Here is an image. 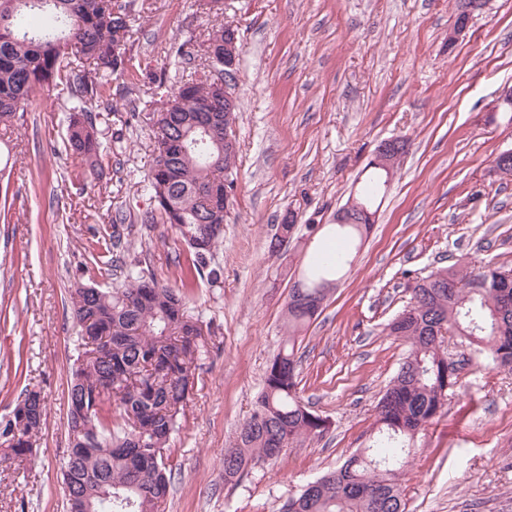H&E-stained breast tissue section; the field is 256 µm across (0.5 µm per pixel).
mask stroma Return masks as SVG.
I'll list each match as a JSON object with an SVG mask.
<instances>
[{
  "instance_id": "obj_1",
  "label": "stroma",
  "mask_w": 512,
  "mask_h": 512,
  "mask_svg": "<svg viewBox=\"0 0 512 512\" xmlns=\"http://www.w3.org/2000/svg\"><path fill=\"white\" fill-rule=\"evenodd\" d=\"M131 53L168 68L172 40L230 21L242 43L236 122L237 191L215 251L218 280L189 275L187 248L169 225L146 230L155 203L147 79L112 82L113 112L99 129L121 140L118 159L91 175L66 147L59 94L36 101L0 137V421L24 389L41 391L45 423L24 468L0 465V512H66L67 387L77 357L65 301L93 246L123 214L130 252L146 254L161 284L190 283V311L211 326L180 425L169 439L171 490L159 512H279L289 497L366 446L375 406L408 346L384 330L416 279L461 262L512 269V176L493 161L512 148V116L494 111L512 83V0H492L449 44L455 0H139ZM137 123H129L128 100ZM406 137L376 223L319 318L303 334L299 395L331 423L321 437L260 461L236 485L224 450L250 415L270 360L287 334L288 294L299 260L357 192L385 139ZM296 229L270 240L287 214ZM446 349L461 385L416 437L402 478L406 512H512V372L460 337Z\"/></svg>"
}]
</instances>
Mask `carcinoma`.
<instances>
[{
    "instance_id": "obj_1",
    "label": "carcinoma",
    "mask_w": 512,
    "mask_h": 512,
    "mask_svg": "<svg viewBox=\"0 0 512 512\" xmlns=\"http://www.w3.org/2000/svg\"><path fill=\"white\" fill-rule=\"evenodd\" d=\"M137 0H0V125L46 89L65 94L66 143L97 170L114 149L100 139L103 113L113 110L112 77L134 69L130 54ZM209 53L192 38L171 46L175 76L148 73L161 98L173 105L156 112L157 148L148 176L157 207L141 223L168 224L187 246L189 269L216 280L213 250L223 234L224 193L237 189L238 151L224 152V102L211 97L210 79L224 78V24L208 31ZM388 173L368 163L356 198L374 216ZM124 217L96 263L112 288L78 281L70 288L78 327V356L68 389L69 444L63 480L70 512H155L170 491L163 450L187 406L198 361L205 353L200 320L187 313L186 296L147 273L145 256L129 258ZM330 224L344 244L317 254L291 288L285 309L287 339L268 366L253 412L224 450V482L237 484L255 461L275 460L284 448L330 428L328 418L302 404L298 377L301 334L324 310L352 252L370 230ZM504 271L488 261L473 268H436L416 280L406 306L385 329L409 345L408 354L377 404L370 444L289 498L280 512H406L401 477L422 426L445 410L460 385L456 364L436 328L445 324L492 363L512 370V309L501 307ZM45 399L27 390L0 427V460L24 465L43 425Z\"/></svg>"
}]
</instances>
